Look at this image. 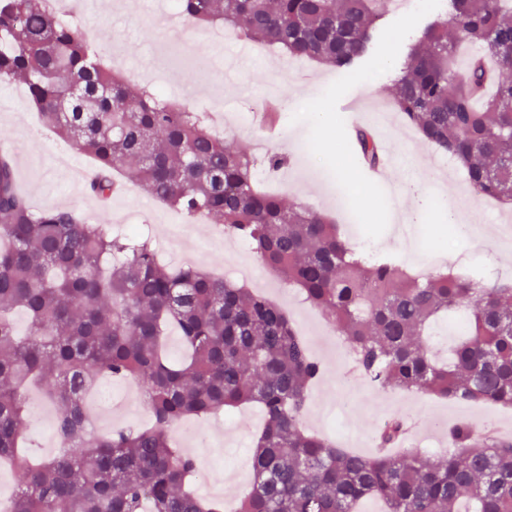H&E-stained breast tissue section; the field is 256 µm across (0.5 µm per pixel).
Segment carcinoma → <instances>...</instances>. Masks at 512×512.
Wrapping results in <instances>:
<instances>
[{
  "label": "carcinoma",
  "instance_id": "obj_1",
  "mask_svg": "<svg viewBox=\"0 0 512 512\" xmlns=\"http://www.w3.org/2000/svg\"><path fill=\"white\" fill-rule=\"evenodd\" d=\"M380 0H178L191 23L231 27L245 40L339 70L368 52ZM412 45L392 89L396 110L466 171L478 196L512 202V7L450 0ZM462 32L448 40V28ZM20 78L44 126L97 164L90 190L138 163L142 189L190 216L205 214L252 245L261 262L321 309L359 376L380 389L512 407V284L448 274L413 277L356 251L325 214L259 189L255 160L208 119L132 87L50 0H0V81ZM347 163L378 160L370 130L354 133ZM22 313L29 334L19 333ZM450 312L465 337L441 355L434 326ZM174 326L186 351L162 352ZM323 367L284 310L195 265L163 264L151 237L108 234L80 213L36 209L0 155V460L16 456L39 383L62 447L22 468L10 512H224L186 487L199 470L168 429L255 404L265 423L253 483L238 512H512V443L459 424L456 451L426 457L391 417L377 451L360 455L303 429ZM135 378L148 428L90 432L85 395L100 379Z\"/></svg>",
  "mask_w": 512,
  "mask_h": 512
}]
</instances>
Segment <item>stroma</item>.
Segmentation results:
<instances>
[{
	"mask_svg": "<svg viewBox=\"0 0 512 512\" xmlns=\"http://www.w3.org/2000/svg\"><path fill=\"white\" fill-rule=\"evenodd\" d=\"M448 10V0H418L407 14L387 2L377 26L379 47L366 63L346 72L305 61L286 78L281 75L280 49L255 43L251 56L245 57L234 30L219 35L205 24L183 23V41L190 49L187 58L166 56L163 45L170 18L157 11L155 0H84L76 25L104 58L122 55L126 80L143 85L164 81L180 89V101L188 108L206 105L208 116L223 124L224 139L235 149L258 159L273 151L286 153L288 160L281 169L258 167L257 181L290 202L331 215L353 246H360L365 225L375 224L388 234L386 251L405 255L407 272L436 271L437 254L445 250L490 283L512 278V237L503 232L504 227H512V209L473 196L464 170L446 167L442 152L424 141L393 135L401 164L385 184L369 183L362 171L336 165L335 152L346 129L338 117L351 93H358L367 110H392V85L410 46L428 23ZM63 150L73 169L93 170L91 158L42 127L22 81L1 82L0 151L13 154L18 183L34 206L73 209L111 229L132 224L150 229L169 265L191 263L237 280L213 219L187 217L148 196L131 162L123 165L124 195L113 199L111 212H104L77 183L73 169L51 163V156ZM409 177L428 194L466 198L480 242L458 236L436 239L433 227L443 221L436 213L429 222L415 224L409 238L391 237L393 224L409 220L414 206L401 194ZM243 260L253 268L249 288L261 291L289 315L311 353L325 366L311 390L304 416L308 429L361 454L374 452L375 434L392 415L415 418V438L436 443H447V428L462 420L477 430L495 427L499 438L512 441V410L456 404L417 392L372 388L360 379L345 380V347L322 312L304 303L297 289L264 267L255 253L244 254ZM261 424L260 411L249 407L205 420L190 417L173 425L169 433L182 450L196 436H205L200 461L221 481L222 499L230 501L251 485L246 469Z\"/></svg>",
	"mask_w": 512,
	"mask_h": 512,
	"instance_id": "1",
	"label": "stroma"
}]
</instances>
